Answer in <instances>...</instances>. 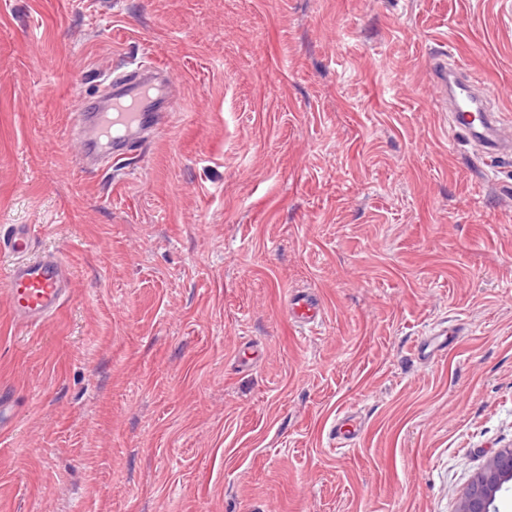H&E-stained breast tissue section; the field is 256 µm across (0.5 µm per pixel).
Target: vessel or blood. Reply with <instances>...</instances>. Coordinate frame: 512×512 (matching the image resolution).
I'll use <instances>...</instances> for the list:
<instances>
[{
    "mask_svg": "<svg viewBox=\"0 0 512 512\" xmlns=\"http://www.w3.org/2000/svg\"><path fill=\"white\" fill-rule=\"evenodd\" d=\"M428 78L448 103L451 133L476 142L486 162L512 155V123H504L499 113L486 106L493 88L460 65L449 63L443 54L431 58ZM170 83L162 72L113 80L112 103L106 111L79 109L72 114L76 158L84 163L103 156L115 163L125 159L146 132L167 124L168 113L155 104L166 99ZM34 246L29 225L0 226V252L13 257L6 277L0 279V292L6 296L13 320L26 326L50 320L74 288L64 263L53 255L31 257ZM289 313L311 332L322 322L321 304L310 292L292 294ZM361 432L362 425L353 413L339 412L330 429L337 452L355 446Z\"/></svg>",
    "mask_w": 512,
    "mask_h": 512,
    "instance_id": "vessel-or-blood-1",
    "label": "vessel or blood"
}]
</instances>
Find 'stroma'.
<instances>
[{
	"mask_svg": "<svg viewBox=\"0 0 512 512\" xmlns=\"http://www.w3.org/2000/svg\"><path fill=\"white\" fill-rule=\"evenodd\" d=\"M445 49L512 116V0H0V225L74 282L0 296V512H457L512 447V157L450 134ZM153 65L169 124L81 168L78 101ZM34 246L29 225L0 226V252L18 257L7 264L8 273L1 277L2 291L13 320L26 326L46 323L74 291L73 281L58 257L23 258ZM289 313L292 319L307 328L309 332L317 330L322 322L321 304L311 292H296L289 301ZM361 432L362 425L353 413L349 411L339 412L330 429V436L333 441H336V448H334L336 453H342L355 446Z\"/></svg>",
	"mask_w": 512,
	"mask_h": 512,
	"instance_id": "stroma-1",
	"label": "stroma"
}]
</instances>
